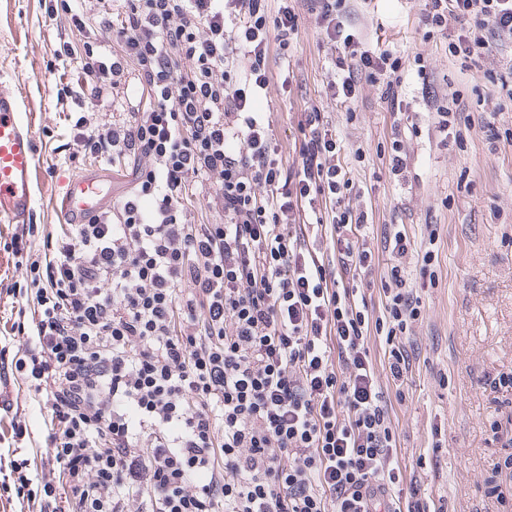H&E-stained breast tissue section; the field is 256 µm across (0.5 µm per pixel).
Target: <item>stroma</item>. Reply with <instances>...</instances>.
<instances>
[{
    "label": "stroma",
    "mask_w": 512,
    "mask_h": 512,
    "mask_svg": "<svg viewBox=\"0 0 512 512\" xmlns=\"http://www.w3.org/2000/svg\"><path fill=\"white\" fill-rule=\"evenodd\" d=\"M415 0H371L367 14L350 22L372 48L405 60L421 57L426 78L403 74L416 128L408 135L407 167L393 174L383 143L395 115L377 87L363 84L355 112L326 96L333 42L311 19L282 59L293 73L289 90L272 85L259 103L278 138H285L303 103L321 106L341 142L342 162L357 189L352 204L373 223L365 239L381 266L393 258L382 249L393 225L405 226L414 243L439 240L436 280L417 287L422 318L409 349L412 368L401 386L387 370L382 340L367 339L398 432L394 455L407 485L447 512H512V108L495 111L494 86L464 71L448 54L447 35L426 36ZM82 50V33L65 21L46 19L39 0H0V88L23 100L24 119L37 142L33 221H57L55 195L61 182L95 168L75 155L67 123L56 105V79L78 77L76 60H55L59 37ZM457 89L468 112L484 113L489 130L466 146L438 132L429 95ZM362 161H355V152ZM443 446L432 452V430Z\"/></svg>",
    "instance_id": "stroma-1"
}]
</instances>
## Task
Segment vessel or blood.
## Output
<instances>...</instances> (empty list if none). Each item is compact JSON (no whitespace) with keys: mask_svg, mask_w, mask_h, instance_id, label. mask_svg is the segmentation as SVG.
I'll use <instances>...</instances> for the list:
<instances>
[{"mask_svg":"<svg viewBox=\"0 0 512 512\" xmlns=\"http://www.w3.org/2000/svg\"><path fill=\"white\" fill-rule=\"evenodd\" d=\"M36 167V140L23 119L22 102L13 92L0 89V224L30 223ZM111 202V173L90 169L65 181L58 216L64 224H88Z\"/></svg>","mask_w":512,"mask_h":512,"instance_id":"obj_1","label":"vessel or blood"}]
</instances>
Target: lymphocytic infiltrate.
Returning <instances> with one entry per match:
<instances>
[{"label":"lymphocytic infiltrate","mask_w":512,"mask_h":512,"mask_svg":"<svg viewBox=\"0 0 512 512\" xmlns=\"http://www.w3.org/2000/svg\"><path fill=\"white\" fill-rule=\"evenodd\" d=\"M41 0L85 34L76 82H56L78 155L130 166L92 224H18L0 243V512H444L403 492L393 423L366 339L393 380L411 368L422 317L410 272L391 266L382 313L348 279L371 269L350 171L318 106L288 141L256 106L271 55L299 33L298 0ZM349 0H307L342 51L327 84L353 103L381 85L411 103L402 58L364 46ZM448 54L512 101V0H424ZM111 111H102V104ZM439 132L476 128L459 93L432 95ZM205 189V221L186 205ZM24 262L21 279L10 269ZM31 338L34 349L17 347ZM47 413L52 468L22 449L26 401Z\"/></svg>","instance_id":"1"}]
</instances>
